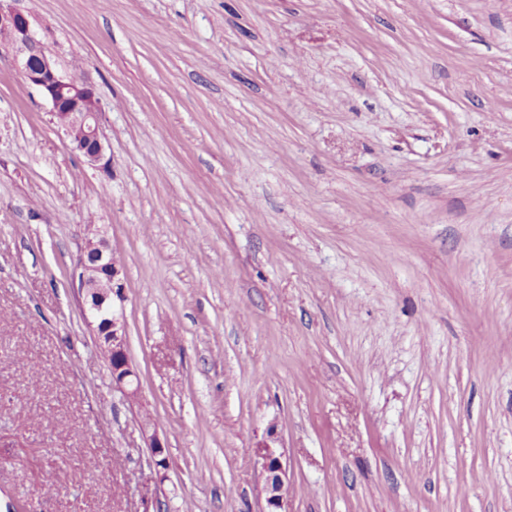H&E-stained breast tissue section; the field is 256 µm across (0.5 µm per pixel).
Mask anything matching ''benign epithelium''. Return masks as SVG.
I'll use <instances>...</instances> for the list:
<instances>
[{"label": "benign epithelium", "mask_w": 512, "mask_h": 512, "mask_svg": "<svg viewBox=\"0 0 512 512\" xmlns=\"http://www.w3.org/2000/svg\"><path fill=\"white\" fill-rule=\"evenodd\" d=\"M0 50L11 52L23 79L49 104L72 150L88 164L97 165L105 158L100 132V105L93 84L83 75L72 78L59 69L47 53L42 38L32 28L25 14L0 3ZM77 288L89 326L99 338L102 355L109 364L112 385L132 403L139 401L140 377L129 360L124 322L125 281L123 266L112 255V248L100 233L86 243L76 261ZM153 464L165 468V441L159 426L142 419ZM263 478L265 512H285L288 493V468L283 454L264 441L257 446Z\"/></svg>", "instance_id": "obj_1"}]
</instances>
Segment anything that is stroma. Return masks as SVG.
<instances>
[{
	"instance_id": "obj_1",
	"label": "stroma",
	"mask_w": 512,
	"mask_h": 512,
	"mask_svg": "<svg viewBox=\"0 0 512 512\" xmlns=\"http://www.w3.org/2000/svg\"><path fill=\"white\" fill-rule=\"evenodd\" d=\"M8 4L106 162L0 55V512H263L267 439L287 512H512V0ZM91 224L137 403L75 288ZM0 50L11 52L23 79L49 104L72 150L88 164H101L105 147L100 132V105L93 84L72 78L47 53L42 38L25 14L0 3ZM141 427L148 439L155 468L166 469V457L163 455L164 448L167 447L165 441L160 436L159 426L151 419L142 418ZM258 462L263 478L262 492L266 508L263 512H285L288 493V468L283 454L263 441L257 447Z\"/></svg>"
}]
</instances>
